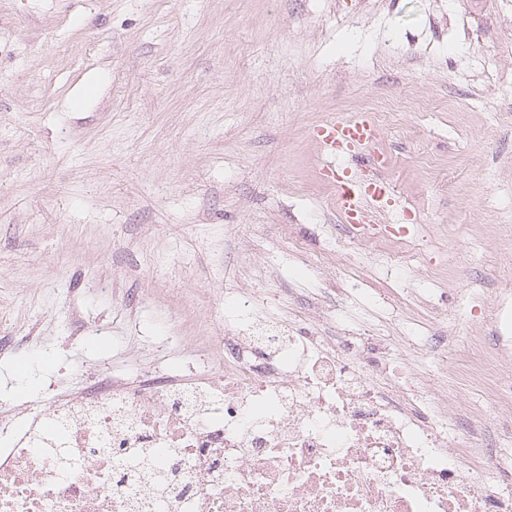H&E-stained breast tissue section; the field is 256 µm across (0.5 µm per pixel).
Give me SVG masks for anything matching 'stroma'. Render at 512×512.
Instances as JSON below:
<instances>
[{"label":"stroma","mask_w":512,"mask_h":512,"mask_svg":"<svg viewBox=\"0 0 512 512\" xmlns=\"http://www.w3.org/2000/svg\"><path fill=\"white\" fill-rule=\"evenodd\" d=\"M380 113L379 175L410 224L351 241L318 126ZM452 191L438 190L442 168ZM512 0H0V333L46 357L0 365V404L99 367L130 377L224 326V291L305 289L388 339L407 385L464 380L512 324ZM439 334L444 357L409 340Z\"/></svg>","instance_id":"stroma-1"}]
</instances>
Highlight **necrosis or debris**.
I'll return each mask as SVG.
<instances>
[{"instance_id":"1","label":"necrosis or debris","mask_w":512,"mask_h":512,"mask_svg":"<svg viewBox=\"0 0 512 512\" xmlns=\"http://www.w3.org/2000/svg\"><path fill=\"white\" fill-rule=\"evenodd\" d=\"M314 321L206 338L190 377L93 370L0 407V512H512V358L479 370L489 434L421 406L369 336Z\"/></svg>"}]
</instances>
